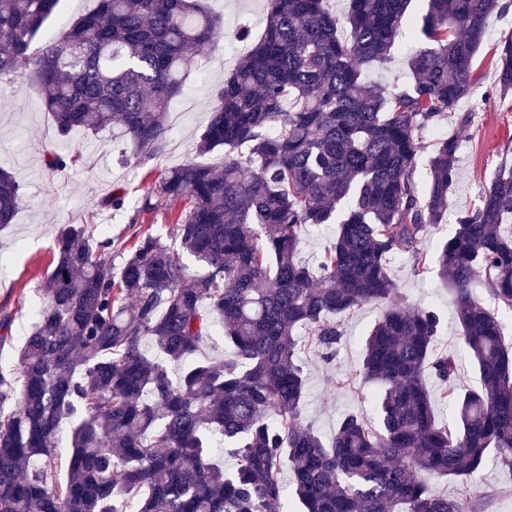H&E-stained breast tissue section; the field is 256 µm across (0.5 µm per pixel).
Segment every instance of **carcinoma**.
<instances>
[{"label": "carcinoma", "instance_id": "obj_1", "mask_svg": "<svg viewBox=\"0 0 512 512\" xmlns=\"http://www.w3.org/2000/svg\"><path fill=\"white\" fill-rule=\"evenodd\" d=\"M326 2L269 0L263 33L216 91L200 135L199 155L222 150L224 167L189 160L153 188L185 204L174 241L136 233L116 268L102 259L113 240L98 225L57 235L46 306L17 375L0 373V512H482L435 493L431 478L466 479L490 459L512 470V166L432 258L417 244L448 210L455 136L436 141L424 192L415 181L422 131L471 93L489 16L512 3L349 0L342 39ZM59 3L0 0V82L24 62L60 135L112 126L137 152L161 153L189 52L220 43V20L200 0H98L61 36L36 41ZM413 3L429 45L409 61L411 82H366ZM497 72L505 97L512 37ZM20 201L17 178L0 168V229ZM326 224L336 235L317 267L300 263L302 234ZM399 256L437 265L477 388H456L455 355L434 353L437 310L401 298L388 271ZM189 258L206 271L189 273ZM480 279L499 309L475 296ZM368 304L383 306L360 370L379 386V425L352 412L325 438L302 416L297 332L332 359L338 317ZM217 323L231 353L212 361L201 348ZM180 362L175 378L168 364ZM428 375L443 387L447 422ZM220 451L236 458L232 471Z\"/></svg>", "mask_w": 512, "mask_h": 512}]
</instances>
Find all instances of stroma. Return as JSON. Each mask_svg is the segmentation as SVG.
Instances as JSON below:
<instances>
[{
    "mask_svg": "<svg viewBox=\"0 0 512 512\" xmlns=\"http://www.w3.org/2000/svg\"><path fill=\"white\" fill-rule=\"evenodd\" d=\"M203 4L221 19L225 40H235L243 26L256 36L262 32L267 0H203ZM511 36L512 10L491 15L472 64V93L450 110L446 120L422 133L428 151L448 132L454 133L459 143L448 210L441 224L421 239L419 249L423 253L434 254L452 233L457 215L479 205L495 170L501 164H512V94L502 98L496 92L497 53ZM416 45L413 34H406L387 67L368 69V80L391 88L409 83L408 58ZM235 61V56L220 47L191 51L184 91L172 105L165 148L151 157L138 154L116 129H80L70 137H61L30 88L27 67H20L9 82L0 83V168L17 176L22 194L14 223L0 230V312L12 317L8 337L0 342L1 367L16 365L34 315L43 305L41 288L53 268L55 238L61 226L96 224L123 241L131 240L137 232L170 240L181 204L159 200L153 210L145 212L142 202L160 173L196 158L214 93ZM54 152L72 155V163L63 169L49 168L47 159ZM116 192L125 197L123 208L105 204ZM389 273L410 306L432 305L440 310L443 324L434 350L458 354L456 386H478L477 372L461 353L454 298L436 267H418L412 259L403 258L391 261ZM380 313V306L367 305L342 316L344 335L333 361H324L314 346H300V360L308 377L303 415L324 436H331L349 412L362 414L372 424L378 421L373 405L377 388L362 381L359 369L363 339ZM431 487L443 495L479 498L485 504L484 512H512V471L492 462L467 481L435 477Z\"/></svg>",
    "mask_w": 512,
    "mask_h": 512,
    "instance_id": "1",
    "label": "stroma"
}]
</instances>
